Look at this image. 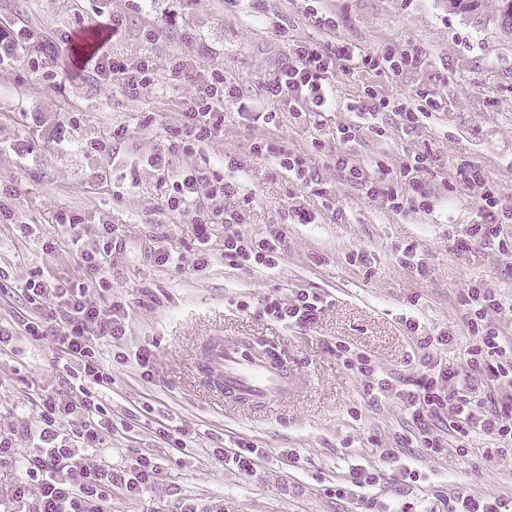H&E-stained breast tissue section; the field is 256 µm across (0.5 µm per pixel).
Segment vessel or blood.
Instances as JSON below:
<instances>
[{"label":"vessel or blood","mask_w":512,"mask_h":512,"mask_svg":"<svg viewBox=\"0 0 512 512\" xmlns=\"http://www.w3.org/2000/svg\"><path fill=\"white\" fill-rule=\"evenodd\" d=\"M210 360L225 395L242 404H270L295 389V379L280 361L257 358L232 343L215 345Z\"/></svg>","instance_id":"b4317fda"}]
</instances>
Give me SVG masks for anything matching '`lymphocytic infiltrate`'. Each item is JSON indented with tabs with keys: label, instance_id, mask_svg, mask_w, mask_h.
<instances>
[{
	"label": "lymphocytic infiltrate",
	"instance_id": "f902f5d3",
	"mask_svg": "<svg viewBox=\"0 0 512 512\" xmlns=\"http://www.w3.org/2000/svg\"><path fill=\"white\" fill-rule=\"evenodd\" d=\"M414 54L392 51L368 53L347 41L325 45L300 43L292 60L263 82L266 97L287 101L296 117L312 119L321 125L336 109V95L331 78L337 68H353L379 74L399 76L414 68ZM88 68L93 76L118 82L128 93L156 81L150 62L129 66L112 57L109 51L91 57ZM420 105L406 99L380 98L368 94L363 103L365 114L389 112L397 116L403 134L414 133L427 110H437L441 102L429 92H421ZM240 104L236 85L223 72L214 70L197 84V90L185 101L181 114L183 126L171 131L174 148L192 153L196 144L210 140L224 123L226 103ZM189 138H182V131ZM431 152L414 154L402 172L394 174L379 167L356 164L344 153H337L335 165L344 179L365 196L381 200L400 212L408 208L430 210L431 202L423 178L433 166ZM239 161L225 156L224 177L197 169H187L167 198L171 211L191 217L193 223L205 225L222 222L225 227L224 259L243 268H277L282 259V237L271 232L261 237H247L237 227L246 223L245 210L210 213L208 201L237 195L239 186L233 176ZM458 180L476 200L477 223L468 226L457 246L469 249L473 242L496 244L502 254L512 253V244L502 238L505 225L512 223V209L502 205L495 187L486 180L482 169L468 164L457 171ZM87 282L40 279L31 281L26 293L34 313L24 327L31 337L47 333L42 315L44 303L54 302L61 311V326L54 343L64 354L70 370L64 392L41 396L38 406L39 425L32 444L18 453L11 438L0 435V467L19 470L20 477L0 496V512H105L112 500L113 485H121L132 496L143 494L155 484L161 465L153 454L143 453L129 470L117 473L109 463L88 464L85 452L103 447L112 435V416L99 401L96 391L110 384L108 373L98 361L100 340H122L128 330V315L121 302L109 309L92 304L87 298ZM461 302L469 311L473 341L466 350L464 366L458 367L438 359L439 348L448 346V331L427 333L415 316L405 313L401 325L415 340L413 354L417 374L405 381L384 373L372 359L361 353L340 348L345 363L356 364L371 398L377 401L394 398L400 401L411 420L423 448L431 455L441 454L447 443L434 433L436 424H447L458 437L481 435L492 438L487 458L512 451V339L501 336L489 320L490 313L502 310L503 304L494 289L484 284L468 288ZM325 307L324 299L306 288L291 290L289 295L264 300L262 312L284 324L310 325Z\"/></svg>",
	"mask_w": 512,
	"mask_h": 512
}]
</instances>
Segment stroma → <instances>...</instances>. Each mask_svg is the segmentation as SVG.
<instances>
[{
  "mask_svg": "<svg viewBox=\"0 0 512 512\" xmlns=\"http://www.w3.org/2000/svg\"><path fill=\"white\" fill-rule=\"evenodd\" d=\"M339 27L327 33L307 22V0H0V199L11 214L0 222V326L15 332L0 352V433L26 449L38 425L41 394L64 390L63 361L51 337L25 335L32 306L27 281L51 275L90 280L93 303H126L125 339L102 345L98 359L112 377L100 389L116 426L92 462L129 469L138 453L162 464L158 481L140 496L112 487V512H448L449 496L492 495L512 512V456L485 459L488 437L463 442L449 435L439 456L411 442L413 425L397 400L373 403L357 371L343 364L337 345L370 356L398 380L414 376V342L398 320L413 310L426 328L446 329L453 340L443 354L462 363L472 338L460 297L473 284L494 288L506 308L494 314L501 335L512 338V259L495 245L456 242L475 221L470 193L456 180L463 163L481 166L512 206V32L500 24L501 0H480L476 11L452 13L446 0H321ZM121 20L108 46L129 64L151 60L155 84L128 94L119 85L80 74L66 47L77 32ZM347 40L368 52L418 54L420 68L392 77L359 69L337 70V110L320 127L295 119L284 101L266 98L260 81L284 62L294 45ZM194 73L223 71L247 102L276 112L280 124L248 125L236 107L224 109V131L193 153L168 152L169 128L179 126L192 82L169 81V57ZM381 97L415 98L432 89L441 108L412 135L396 116H361L362 90ZM67 124L68 147L53 140L57 120ZM362 121L357 141L337 130ZM124 138L112 137L115 127ZM272 152L259 160L256 139ZM319 139L321 150L311 141ZM434 154L426 177L430 210L393 213L348 185L333 165L336 153L354 162L400 170L421 150ZM167 151L169 166L156 171L145 158ZM305 155L319 169L323 196L303 193L280 168L282 153ZM241 164L243 195L213 202L216 210L250 199L240 233H283V259L273 270L237 269L224 261V226L207 227L169 210L166 200L182 171L215 170L224 155ZM304 205L314 223L287 215ZM80 216L89 246L100 225L121 242L102 269L89 273L74 252L59 214ZM416 245L427 275L401 263ZM171 253L168 264L157 251ZM366 260L352 264L356 253ZM307 288L329 304L315 323L298 327L264 316L270 296ZM251 302L241 310L240 302ZM240 347L261 343L288 366L297 389L283 401L252 411L226 405L208 371L209 343ZM153 352L152 373L142 377L129 355ZM186 431L187 454L172 456L158 427ZM410 473L384 470L380 454L400 437ZM230 440L257 448L248 474L217 460ZM298 462H290L288 451ZM382 470L378 484L350 494L337 487L350 464Z\"/></svg>",
  "mask_w": 512,
  "mask_h": 512,
  "instance_id": "obj_1",
  "label": "stroma"
}]
</instances>
